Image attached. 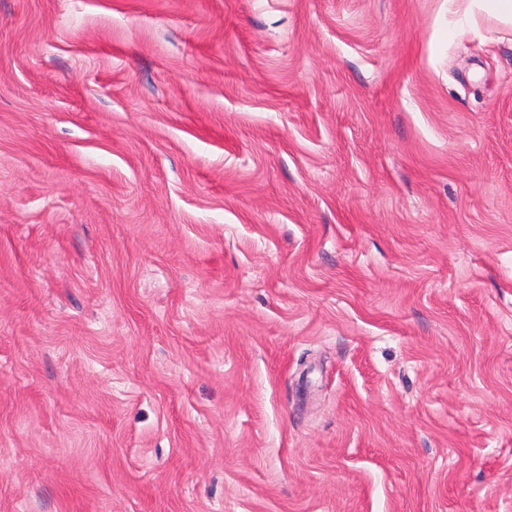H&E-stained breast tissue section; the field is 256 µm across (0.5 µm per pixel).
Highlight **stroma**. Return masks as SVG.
<instances>
[{
    "label": "stroma",
    "mask_w": 512,
    "mask_h": 512,
    "mask_svg": "<svg viewBox=\"0 0 512 512\" xmlns=\"http://www.w3.org/2000/svg\"><path fill=\"white\" fill-rule=\"evenodd\" d=\"M0 512H512V28L0 0Z\"/></svg>",
    "instance_id": "obj_1"
}]
</instances>
